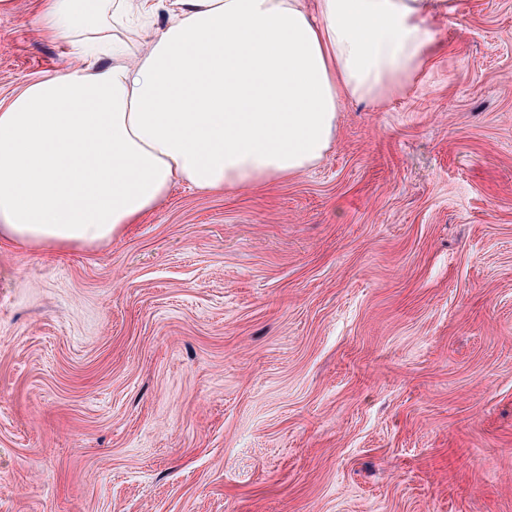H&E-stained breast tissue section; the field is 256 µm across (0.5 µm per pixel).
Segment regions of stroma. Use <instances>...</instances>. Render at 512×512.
Wrapping results in <instances>:
<instances>
[{
	"instance_id": "1",
	"label": "stroma",
	"mask_w": 512,
	"mask_h": 512,
	"mask_svg": "<svg viewBox=\"0 0 512 512\" xmlns=\"http://www.w3.org/2000/svg\"><path fill=\"white\" fill-rule=\"evenodd\" d=\"M314 168L0 248V512H512V0ZM0 13V100L68 72Z\"/></svg>"
}]
</instances>
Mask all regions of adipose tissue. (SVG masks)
<instances>
[{
	"mask_svg": "<svg viewBox=\"0 0 512 512\" xmlns=\"http://www.w3.org/2000/svg\"><path fill=\"white\" fill-rule=\"evenodd\" d=\"M450 0H40L74 65L0 102V244L111 241L179 183L317 166L343 99L402 94ZM147 46L132 53L120 25Z\"/></svg>",
	"mask_w": 512,
	"mask_h": 512,
	"instance_id": "1",
	"label": "adipose tissue"
}]
</instances>
